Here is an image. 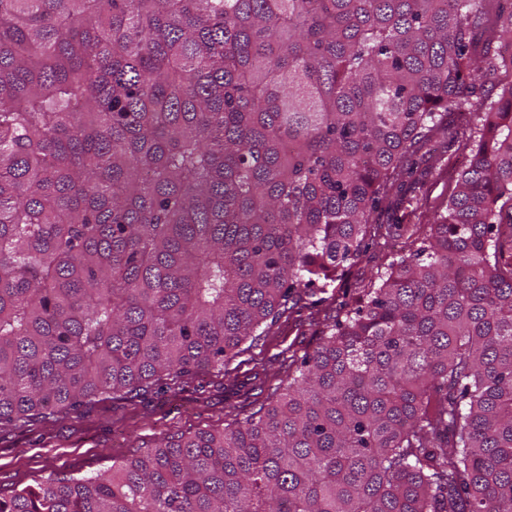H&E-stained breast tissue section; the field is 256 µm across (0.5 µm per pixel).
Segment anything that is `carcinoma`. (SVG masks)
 Segmentation results:
<instances>
[{"mask_svg": "<svg viewBox=\"0 0 512 512\" xmlns=\"http://www.w3.org/2000/svg\"><path fill=\"white\" fill-rule=\"evenodd\" d=\"M506 45L512 0H0V430L226 371L469 150L268 405L0 512H512Z\"/></svg>", "mask_w": 512, "mask_h": 512, "instance_id": "cac0c4a2", "label": "carcinoma"}]
</instances>
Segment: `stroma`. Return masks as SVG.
Returning <instances> with one entry per match:
<instances>
[{
	"instance_id": "stroma-1",
	"label": "stroma",
	"mask_w": 512,
	"mask_h": 512,
	"mask_svg": "<svg viewBox=\"0 0 512 512\" xmlns=\"http://www.w3.org/2000/svg\"><path fill=\"white\" fill-rule=\"evenodd\" d=\"M466 161V149L449 142L447 132H438L420 145L412 174L399 179L372 213L376 235L350 268L345 286L322 300L302 296L296 312L272 324L231 376L192 375L174 392L148 387L110 402L82 406L44 425L1 433L0 492L11 493L53 474L95 476L159 438L220 430L256 411L267 394L286 380L292 357L319 343L327 321L339 308L359 288L376 280L390 261L408 254L412 235L427 233L435 211L448 197L454 172Z\"/></svg>"
}]
</instances>
